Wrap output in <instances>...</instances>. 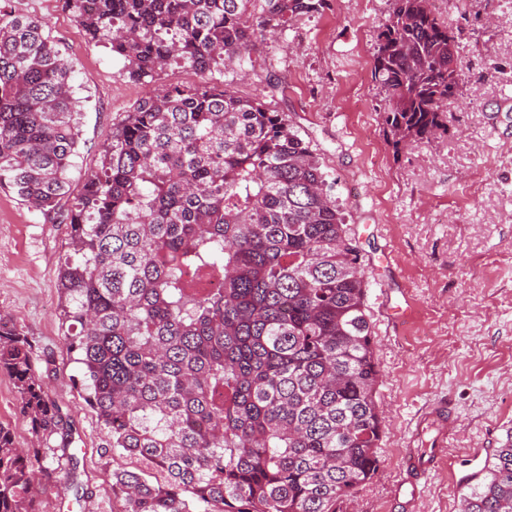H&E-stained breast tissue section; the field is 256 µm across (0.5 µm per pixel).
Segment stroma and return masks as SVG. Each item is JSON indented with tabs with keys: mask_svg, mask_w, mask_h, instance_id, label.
Listing matches in <instances>:
<instances>
[{
	"mask_svg": "<svg viewBox=\"0 0 512 512\" xmlns=\"http://www.w3.org/2000/svg\"><path fill=\"white\" fill-rule=\"evenodd\" d=\"M46 20L80 101L81 156L72 192L95 168L112 123L154 88L190 80L182 67L152 82L130 78L122 59L95 44L60 0H6ZM460 47L463 83L448 102V133L394 150L372 79L376 37L390 0H329L253 55L236 95L288 113L309 137L347 214L367 277L366 305L380 369L385 429L378 471L343 501V512H459L463 479H475L512 432V0H435ZM277 78L284 92L270 93ZM67 227L0 190V317L22 329L48 397L66 429L36 440L12 379L0 371V423L33 461L38 512H119L104 437L87 405L82 367L65 346L59 260ZM444 398L447 434L414 416ZM445 448L433 456L436 438ZM434 457L416 501L398 483L410 459ZM75 471L76 486L65 483Z\"/></svg>",
	"mask_w": 512,
	"mask_h": 512,
	"instance_id": "stroma-1",
	"label": "stroma"
}]
</instances>
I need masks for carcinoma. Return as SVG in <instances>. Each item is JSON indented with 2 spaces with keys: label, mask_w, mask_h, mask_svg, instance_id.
Segmentation results:
<instances>
[{
  "label": "carcinoma",
  "mask_w": 512,
  "mask_h": 512,
  "mask_svg": "<svg viewBox=\"0 0 512 512\" xmlns=\"http://www.w3.org/2000/svg\"><path fill=\"white\" fill-rule=\"evenodd\" d=\"M130 78L173 64L112 124L71 196L80 110L45 23L0 6V189L67 225L58 287L122 512H337L372 479L384 417L357 244L286 112L213 81L326 0H62ZM433 0H391L372 78L395 149L448 132L456 40ZM220 287L211 288L209 284ZM0 370L35 437L64 429L21 329ZM0 512H37L30 455L0 425ZM461 512H512V434Z\"/></svg>",
  "instance_id": "1"
}]
</instances>
